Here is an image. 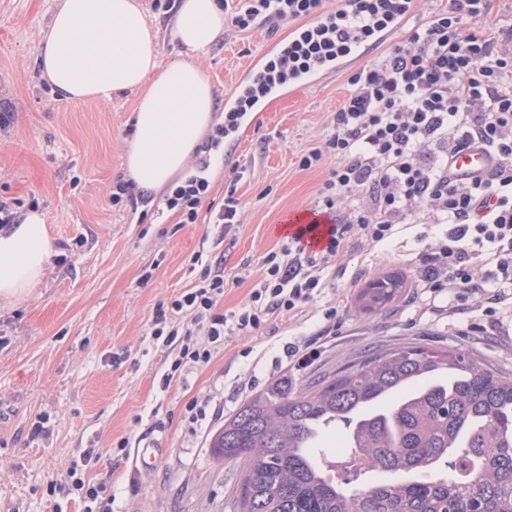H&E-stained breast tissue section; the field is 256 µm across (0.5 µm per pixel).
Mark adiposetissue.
<instances>
[{"instance_id": "obj_1", "label": "adipose tissue", "mask_w": 512, "mask_h": 512, "mask_svg": "<svg viewBox=\"0 0 512 512\" xmlns=\"http://www.w3.org/2000/svg\"><path fill=\"white\" fill-rule=\"evenodd\" d=\"M174 8L171 34L186 54L164 68L142 0H57L40 34L37 63L59 98L106 103L114 94L137 92L125 169L143 190L169 185L213 120V87L193 55L223 34L224 12L216 0H176ZM54 252L38 211L1 228L0 300L34 295Z\"/></svg>"}]
</instances>
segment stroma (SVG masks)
Returning <instances> with one entry per match:
<instances>
[{"label":"stroma","mask_w":512,"mask_h":512,"mask_svg":"<svg viewBox=\"0 0 512 512\" xmlns=\"http://www.w3.org/2000/svg\"><path fill=\"white\" fill-rule=\"evenodd\" d=\"M159 28L161 65L179 58L169 0H144ZM55 0H0V202L23 214L37 207L55 239V253L38 292L0 303V512H85L65 487L72 478L106 486L112 512H234L237 469L217 459L212 435L250 397L280 378L295 387L315 375L403 341L450 345L512 373V315L499 314L483 331L482 307L456 315L447 297L415 303L419 255L438 232L431 224L401 226L389 240L352 250L326 269L320 295L303 310L270 318L260 329L232 335L209 363L190 369L160 390L172 358L151 337L160 304L196 285V252L223 268V312L242 308L261 278L268 253L288 242L283 219L315 209L336 166L323 155L311 168L301 154L322 146L328 117L348 97L351 69L270 102L243 122L231 159L211 157V189L196 223L182 224L165 206V193L148 192L113 203L123 181L137 96L111 102L60 99L36 63L39 34ZM291 25L246 31L225 27L221 38L196 56L216 97L215 122L224 99L252 60ZM234 191L241 207L238 230L221 236L213 216ZM405 281L388 309L366 314L356 297L376 277ZM338 307L335 335L325 337L321 358L290 370L289 344L321 330L326 308ZM206 414L190 421L186 406ZM155 448L147 466L113 455L120 440ZM98 448L85 465L86 449ZM76 476H69V469Z\"/></svg>","instance_id":"stroma-1"}]
</instances>
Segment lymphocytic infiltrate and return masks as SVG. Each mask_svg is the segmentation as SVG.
<instances>
[{
	"label": "lymphocytic infiltrate",
	"instance_id": "f902f5d3",
	"mask_svg": "<svg viewBox=\"0 0 512 512\" xmlns=\"http://www.w3.org/2000/svg\"><path fill=\"white\" fill-rule=\"evenodd\" d=\"M412 0H351L337 11L333 28L307 34L283 55L269 60L267 80L286 81L347 50L351 37L372 40L397 14L408 15ZM321 0H243L229 16L238 30L280 25L317 14ZM488 0H457L435 14L401 44L350 77V95L331 113L324 148L300 158L303 168L331 153L336 167L327 180L322 208L336 223L324 249L306 253L297 241L267 256L265 275L245 307L218 311L224 294L223 271L202 265L196 288L157 308L152 337L176 356L159 385L210 361L227 336L256 330L273 315L304 307L324 286L330 261L351 243L377 244L396 226L418 219L438 224L442 233L418 266L427 297L449 295L474 300L495 314L507 302L497 284H512V27L486 31ZM251 102L224 115L192 173L172 189L168 210L181 223H196L210 192V152L235 133ZM493 155L486 173L464 180L448 176V162L466 148ZM185 313L177 323L173 314ZM204 341H197V334Z\"/></svg>",
	"mask_w": 512,
	"mask_h": 512
}]
</instances>
